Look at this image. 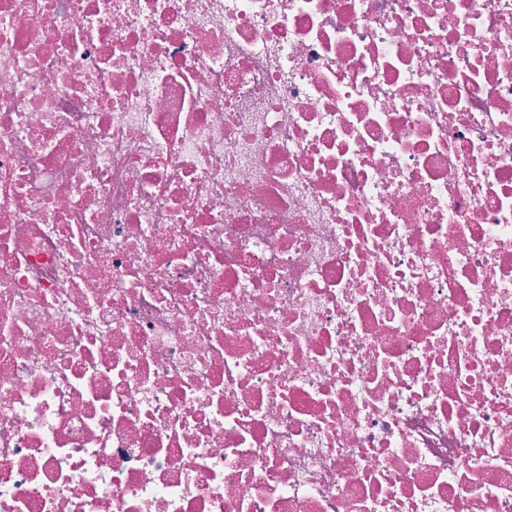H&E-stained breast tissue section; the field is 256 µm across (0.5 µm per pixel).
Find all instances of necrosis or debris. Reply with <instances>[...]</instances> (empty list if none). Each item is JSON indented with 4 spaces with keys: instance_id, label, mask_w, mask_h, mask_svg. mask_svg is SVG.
Segmentation results:
<instances>
[{
    "instance_id": "obj_1",
    "label": "necrosis or debris",
    "mask_w": 512,
    "mask_h": 512,
    "mask_svg": "<svg viewBox=\"0 0 512 512\" xmlns=\"http://www.w3.org/2000/svg\"><path fill=\"white\" fill-rule=\"evenodd\" d=\"M0 512H512V0H0Z\"/></svg>"
}]
</instances>
